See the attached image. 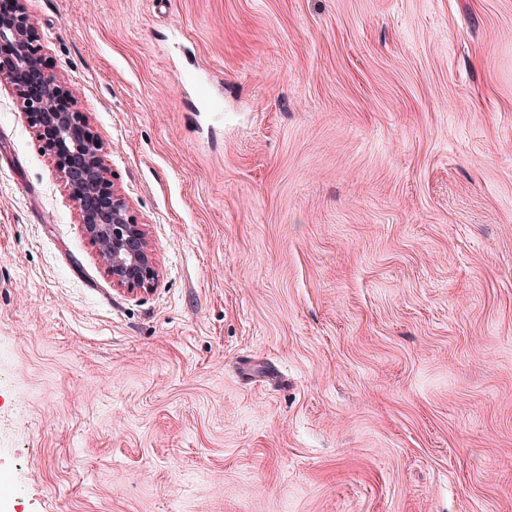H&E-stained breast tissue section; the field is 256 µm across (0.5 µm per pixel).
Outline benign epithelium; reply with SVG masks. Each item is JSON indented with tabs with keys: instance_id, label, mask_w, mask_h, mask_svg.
Masks as SVG:
<instances>
[{
	"instance_id": "7a95c632",
	"label": "benign epithelium",
	"mask_w": 512,
	"mask_h": 512,
	"mask_svg": "<svg viewBox=\"0 0 512 512\" xmlns=\"http://www.w3.org/2000/svg\"><path fill=\"white\" fill-rule=\"evenodd\" d=\"M21 71L26 79L18 83ZM0 86L14 95L37 136L49 138L82 232L112 286L152 290L157 269L146 225L138 223L110 183L106 148L91 134L83 114L69 107V87L44 67L24 0H16L12 14L0 16Z\"/></svg>"
}]
</instances>
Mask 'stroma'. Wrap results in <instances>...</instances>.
I'll return each instance as SVG.
<instances>
[{"instance_id": "stroma-1", "label": "stroma", "mask_w": 512, "mask_h": 512, "mask_svg": "<svg viewBox=\"0 0 512 512\" xmlns=\"http://www.w3.org/2000/svg\"><path fill=\"white\" fill-rule=\"evenodd\" d=\"M158 280L0 88V512H512V0H25Z\"/></svg>"}]
</instances>
